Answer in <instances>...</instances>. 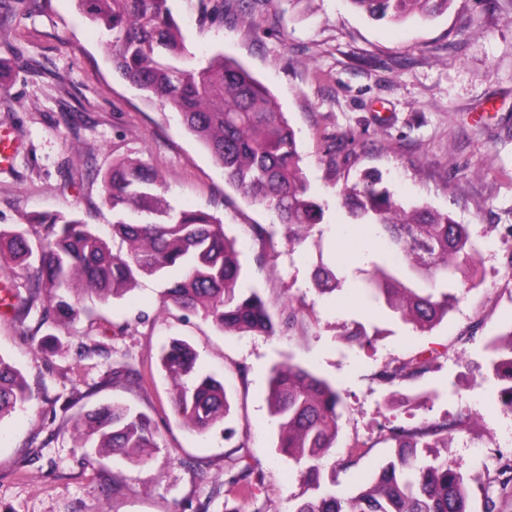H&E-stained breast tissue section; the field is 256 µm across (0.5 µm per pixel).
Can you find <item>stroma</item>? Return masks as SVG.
Instances as JSON below:
<instances>
[{
    "mask_svg": "<svg viewBox=\"0 0 512 512\" xmlns=\"http://www.w3.org/2000/svg\"><path fill=\"white\" fill-rule=\"evenodd\" d=\"M170 7L193 59L224 52L268 89L296 132L324 220L289 248L272 213L225 182L178 115L116 72L108 33L77 0H39L32 10L0 0V60L13 67L0 91V138L10 146L0 165V229H27L37 213H76L118 249L103 177L114 159L140 161L160 176L172 207L205 211L236 237L240 286L261 296L276 323L272 336L219 331L203 312L164 305L166 280L146 275L124 296L84 298L72 320L45 316L40 304L23 321L0 312V356L33 395L0 420V512H288L303 486L276 447L268 405L271 369L284 362L311 368L343 395L328 459L342 493L391 458L380 423L474 416L443 454L462 467L471 512H482V482L498 452L512 450V410L500 402L486 348L488 337L512 329V0H451L440 15L399 23L370 20L348 0H251L224 21L205 18L202 0ZM368 172L405 205L467 225L480 252L475 287L447 282L458 301L431 332L391 316L360 286L361 253L385 246L353 223L340 194ZM321 262L346 274L343 290L318 294L312 275ZM357 322L380 336L348 344L342 334ZM175 338L229 395L228 416L202 434L175 415L158 363ZM426 351L438 354L430 372L377 383L383 364ZM122 364L138 371V384H104ZM115 402L152 419L161 450L138 464H85L72 426ZM355 442L358 463L342 469ZM242 457L259 465L263 482L225 499Z\"/></svg>",
    "mask_w": 512,
    "mask_h": 512,
    "instance_id": "1",
    "label": "stroma"
}]
</instances>
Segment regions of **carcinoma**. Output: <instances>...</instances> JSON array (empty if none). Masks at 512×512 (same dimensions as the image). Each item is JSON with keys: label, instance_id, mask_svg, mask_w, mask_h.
<instances>
[{"label": "carcinoma", "instance_id": "carcinoma-1", "mask_svg": "<svg viewBox=\"0 0 512 512\" xmlns=\"http://www.w3.org/2000/svg\"><path fill=\"white\" fill-rule=\"evenodd\" d=\"M375 21L399 23L411 15L429 17L448 9L449 0H350ZM92 21L112 35L114 68L131 85L178 114L224 168L225 181L252 202L272 211L285 243L301 244L324 217L300 166L296 136L267 88L236 59L216 53L197 65L186 61L185 38L169 0H80ZM374 175L344 188L342 205L359 224L369 225L387 244L381 261L371 262L364 288L406 323L425 332L453 309L457 296L436 288L439 278H473L479 255L466 225L450 214L423 206L405 209ZM151 168L126 159L113 162L105 176L112 208V234L128 244L113 251L75 216L45 213L32 219V231L0 232V251L25 262L38 256L33 286L14 305L24 319L39 301L58 319L78 313L82 294L102 299L130 290L136 276L163 277L177 267L180 279L163 298L178 309L203 310L226 333L271 335L274 324L256 292L238 288L241 276L235 239L204 211H174L158 194ZM427 279L429 288L403 275ZM320 293L341 289L345 277L324 263L316 266ZM490 366L502 382L501 394L512 410V330L488 340ZM196 353L175 340L160 362L176 383L178 417L198 432L224 418L229 403L224 385L211 376L187 382ZM433 353H418L386 364L376 375L393 386L430 370ZM32 400L21 372L0 356V420ZM341 392L299 364L274 367L270 413L278 419L280 453L298 463L303 492L291 498L288 512H471L464 474L457 465L434 456L418 460V449L447 447L448 434L467 417L427 421L415 428L393 427L394 457L355 493L342 496L325 483L323 461L336 447L342 416ZM80 447L92 457L121 456L131 463L160 450L157 429L144 413L114 403L83 417ZM258 466L245 463L228 481L227 493L248 491L259 482ZM482 512H505L512 500V453L497 457L482 487Z\"/></svg>", "mask_w": 512, "mask_h": 512}]
</instances>
